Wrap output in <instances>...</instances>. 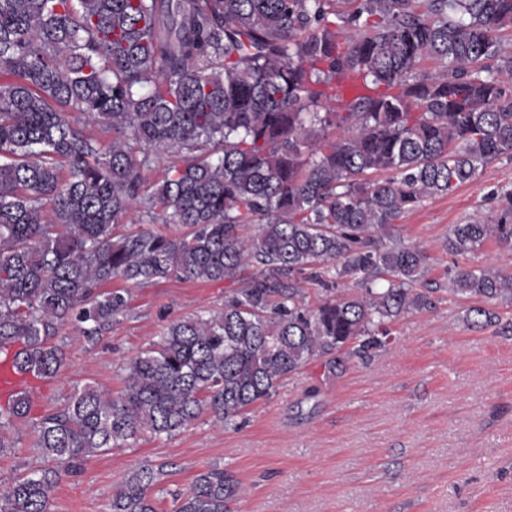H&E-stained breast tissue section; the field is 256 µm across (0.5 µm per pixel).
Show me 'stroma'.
Masks as SVG:
<instances>
[{
	"label": "stroma",
	"instance_id": "stroma-1",
	"mask_svg": "<svg viewBox=\"0 0 512 512\" xmlns=\"http://www.w3.org/2000/svg\"><path fill=\"white\" fill-rule=\"evenodd\" d=\"M512 186V161L404 214L398 234L431 257L426 286L448 287L458 266L512 272V249L487 241L464 259L444 242L453 225L490 215ZM126 287L128 312L100 340L60 327L68 367L33 394V415L61 407L92 384L121 390L120 367L158 341L171 321L224 306L225 282L177 279ZM474 299L447 295L435 308L402 315L370 364L341 376L315 361L284 381L237 426L200 417L180 433L146 436L83 462L55 489L50 512H111L112 491L144 465L164 466L158 512H173L171 491L187 489L213 466L241 482L237 512H512V303L493 302L495 319L469 327ZM0 482L24 475L37 458L31 424L11 431Z\"/></svg>",
	"mask_w": 512,
	"mask_h": 512
}]
</instances>
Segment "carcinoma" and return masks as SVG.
<instances>
[{"mask_svg": "<svg viewBox=\"0 0 512 512\" xmlns=\"http://www.w3.org/2000/svg\"><path fill=\"white\" fill-rule=\"evenodd\" d=\"M508 30L512 0H0V352L19 347L21 369L54 380L59 326L97 340L126 315V291L102 290L113 279L241 284L222 311L170 323L121 367L119 392L86 385L40 416L50 465L1 482L0 512H49L81 462L146 434L205 413L231 427L313 361L367 364L391 322L434 306L440 289L415 287L430 256L396 224L512 161ZM425 58L442 68L419 70ZM168 155L178 164L144 190ZM501 198L445 250L512 248V188ZM136 213L143 227L114 236ZM307 281L323 286L313 306ZM448 292L511 301L512 273L460 267ZM31 410L27 395L0 409V455ZM164 476L130 473L112 512H157ZM239 494L212 467L174 512H232Z\"/></svg>", "mask_w": 512, "mask_h": 512, "instance_id": "cac0c4a2", "label": "carcinoma"}]
</instances>
